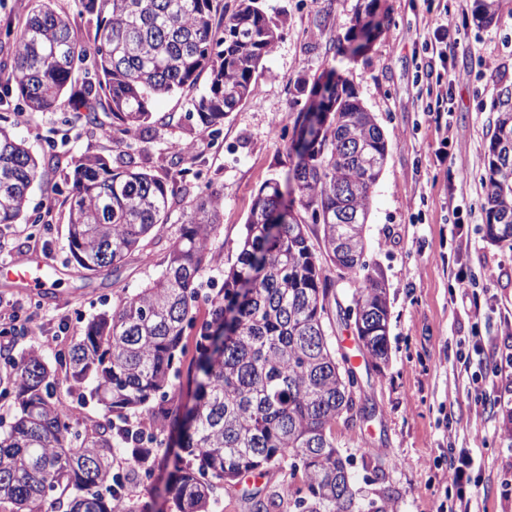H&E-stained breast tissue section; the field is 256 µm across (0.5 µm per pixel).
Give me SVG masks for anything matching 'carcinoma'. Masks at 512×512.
<instances>
[{
  "label": "carcinoma",
  "mask_w": 512,
  "mask_h": 512,
  "mask_svg": "<svg viewBox=\"0 0 512 512\" xmlns=\"http://www.w3.org/2000/svg\"><path fill=\"white\" fill-rule=\"evenodd\" d=\"M39 6L18 24L0 69V110L16 101L49 112L69 95L86 125L121 145L141 134L159 96L179 94L196 117L199 135L220 133L224 119L252 94L254 74L276 48L278 26L259 0H78L92 29L75 31L53 6ZM502 0H476L474 20L488 25ZM82 70L80 85L72 80ZM204 86H199L200 80ZM512 84L494 100L482 203L486 235L512 248V154L496 152L498 132L512 131ZM111 115L104 126L99 112ZM290 149L294 197L267 182L253 200L236 261L222 287L207 298L210 319L195 327L198 284L214 261L211 238L222 202L199 196L190 205L163 274L90 320L82 339L58 355L72 383L89 391L102 419L86 423L54 397V373L31 350H0V397L17 404L0 431V512H153L128 504L114 462L125 449L158 440L169 428L191 456L175 459L171 485L177 512H212L217 485L284 464L288 475L257 512L286 499L292 512H391L389 491L359 497L353 462L332 435L355 407L357 381L338 359L325 329L331 280L323 262L354 285L361 313L359 343L374 365L388 359V293L381 270L362 256L373 188L387 158L384 133L346 79L324 85L317 110L298 113ZM72 188L62 201L77 266L117 269L130 252L167 223L176 197L171 183L104 156L70 157ZM42 172L25 145L0 128V240L26 209ZM321 226L315 248L307 225ZM197 328L195 355L182 382L176 367L186 332ZM188 391L193 405L182 403ZM141 410L155 424L126 425ZM168 456L126 459L129 473L148 478Z\"/></svg>",
  "instance_id": "obj_1"
}]
</instances>
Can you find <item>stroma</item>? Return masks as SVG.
<instances>
[{
    "label": "stroma",
    "instance_id": "35a3bbf8",
    "mask_svg": "<svg viewBox=\"0 0 512 512\" xmlns=\"http://www.w3.org/2000/svg\"><path fill=\"white\" fill-rule=\"evenodd\" d=\"M371 5L375 29L363 40L354 27L357 6ZM476 0H263L281 38L255 73L252 96L224 121L220 133L197 139L198 157L176 154L174 142L195 137L196 121L185 98H159L156 117L138 139L118 147L87 126L68 100L51 112L10 111L0 127L25 139L40 156L132 157L166 181L184 171V191L159 235L144 251L126 256L117 271L87 274L75 266L68 242V213L59 205L72 181L69 165L43 167L27 210L13 225L1 260L43 256L53 266V287L34 290L0 278V307L16 311L28 329L15 354L39 351L54 363L77 343L85 325L111 310L124 294L157 278L187 218V203L201 190L223 200L224 215L210 247L215 261L200 279L205 292L221 287L232 265L254 196L267 181L287 186L296 163L287 144L298 113L315 98L301 83L329 71L351 82L385 136L387 160L373 189L365 226L366 260L385 278L389 298V360L372 365L354 332L339 316L352 287L334 280L325 327L337 354L357 373L354 397L367 414L342 416L333 427L336 445L351 456L362 497L381 487L393 495V512H438L451 496L448 463L466 452L478 481L474 512H512V444L503 441L505 408L499 397L512 386V251L484 231L482 186L495 114L493 100L512 81V0L498 18L477 26ZM463 24L465 51L449 58L448 73L463 79L448 89L447 131L424 110L430 51L440 21ZM52 209L49 223L39 222ZM463 273L460 291L455 273ZM384 482H374L375 471ZM284 475L270 469L225 483L213 512H254L245 491L278 486ZM135 503L156 502L175 512L164 473L126 480Z\"/></svg>",
    "mask_w": 512,
    "mask_h": 512
}]
</instances>
